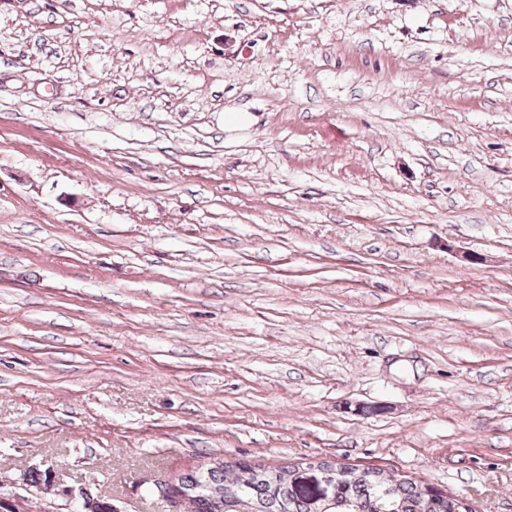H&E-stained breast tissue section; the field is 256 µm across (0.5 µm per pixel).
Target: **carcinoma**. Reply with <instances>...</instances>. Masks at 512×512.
I'll list each match as a JSON object with an SVG mask.
<instances>
[{"instance_id": "carcinoma-1", "label": "carcinoma", "mask_w": 512, "mask_h": 512, "mask_svg": "<svg viewBox=\"0 0 512 512\" xmlns=\"http://www.w3.org/2000/svg\"><path fill=\"white\" fill-rule=\"evenodd\" d=\"M317 465L335 472L336 497L329 502L296 494L290 485V475L300 469L296 463L226 462L182 476L178 484L199 490L189 512H473L459 496L407 475L369 467H353L342 475L336 473L337 463L321 460Z\"/></svg>"}]
</instances>
